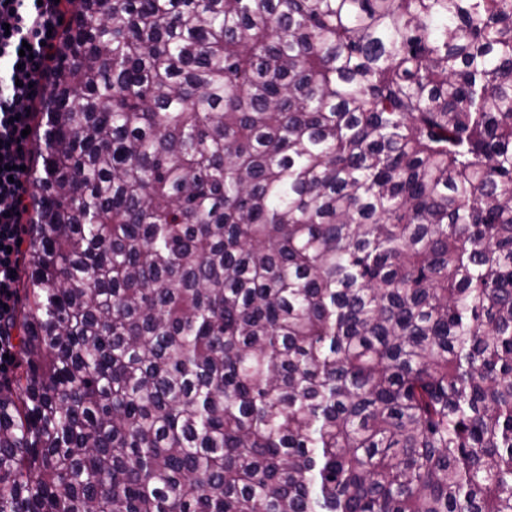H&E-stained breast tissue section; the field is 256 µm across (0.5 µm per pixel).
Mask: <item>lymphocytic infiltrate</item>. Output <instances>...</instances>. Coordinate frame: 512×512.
Segmentation results:
<instances>
[{"label": "lymphocytic infiltrate", "instance_id": "f902f5d3", "mask_svg": "<svg viewBox=\"0 0 512 512\" xmlns=\"http://www.w3.org/2000/svg\"><path fill=\"white\" fill-rule=\"evenodd\" d=\"M65 0H0V356L13 342L7 330L18 303V239L27 210L28 138L34 109L46 95L56 32ZM32 55L21 58L22 45Z\"/></svg>", "mask_w": 512, "mask_h": 512}]
</instances>
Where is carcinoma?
I'll return each mask as SVG.
<instances>
[{
	"label": "carcinoma",
	"instance_id": "cac0c4a2",
	"mask_svg": "<svg viewBox=\"0 0 512 512\" xmlns=\"http://www.w3.org/2000/svg\"><path fill=\"white\" fill-rule=\"evenodd\" d=\"M0 512H512V0H72Z\"/></svg>",
	"mask_w": 512,
	"mask_h": 512
}]
</instances>
